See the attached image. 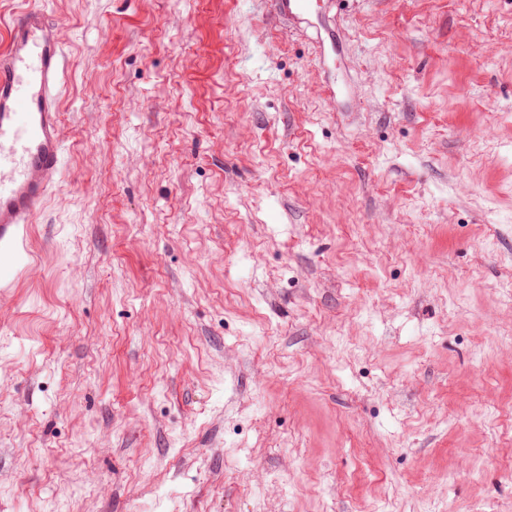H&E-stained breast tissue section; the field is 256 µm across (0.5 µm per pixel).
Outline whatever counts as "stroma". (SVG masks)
Returning <instances> with one entry per match:
<instances>
[{
  "label": "stroma",
  "instance_id": "stroma-1",
  "mask_svg": "<svg viewBox=\"0 0 512 512\" xmlns=\"http://www.w3.org/2000/svg\"><path fill=\"white\" fill-rule=\"evenodd\" d=\"M29 4L0 512H512V0ZM59 27L38 7L19 11L0 52V288L19 273L20 244L54 191L64 154Z\"/></svg>",
  "mask_w": 512,
  "mask_h": 512
}]
</instances>
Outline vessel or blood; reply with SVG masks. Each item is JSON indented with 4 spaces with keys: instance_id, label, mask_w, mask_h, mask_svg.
<instances>
[{
    "instance_id": "obj_1",
    "label": "vessel or blood",
    "mask_w": 512,
    "mask_h": 512,
    "mask_svg": "<svg viewBox=\"0 0 512 512\" xmlns=\"http://www.w3.org/2000/svg\"><path fill=\"white\" fill-rule=\"evenodd\" d=\"M62 82L58 25L40 8L22 9L0 50V285L19 271L20 244L57 184Z\"/></svg>"
}]
</instances>
